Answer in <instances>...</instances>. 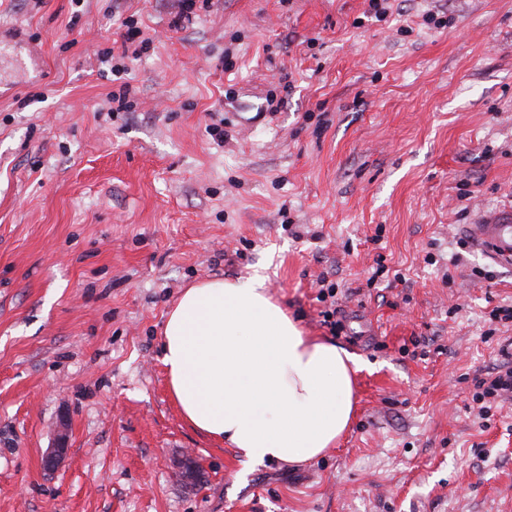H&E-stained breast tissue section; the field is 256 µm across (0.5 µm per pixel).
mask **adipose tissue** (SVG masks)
Listing matches in <instances>:
<instances>
[{
	"label": "adipose tissue",
	"instance_id": "1",
	"mask_svg": "<svg viewBox=\"0 0 512 512\" xmlns=\"http://www.w3.org/2000/svg\"><path fill=\"white\" fill-rule=\"evenodd\" d=\"M161 362L183 418L248 463L301 464L348 428L359 357L303 335L261 273L184 288Z\"/></svg>",
	"mask_w": 512,
	"mask_h": 512
}]
</instances>
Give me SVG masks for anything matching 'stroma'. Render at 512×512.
<instances>
[{"instance_id":"1","label":"stroma","mask_w":512,"mask_h":512,"mask_svg":"<svg viewBox=\"0 0 512 512\" xmlns=\"http://www.w3.org/2000/svg\"><path fill=\"white\" fill-rule=\"evenodd\" d=\"M369 3L0 0V512H512V401L472 399L512 269L458 244L512 206V0ZM256 271L365 363L302 464L196 431L161 362L183 288Z\"/></svg>"}]
</instances>
